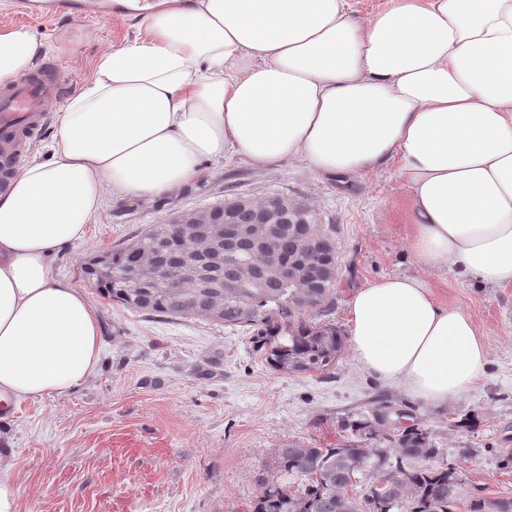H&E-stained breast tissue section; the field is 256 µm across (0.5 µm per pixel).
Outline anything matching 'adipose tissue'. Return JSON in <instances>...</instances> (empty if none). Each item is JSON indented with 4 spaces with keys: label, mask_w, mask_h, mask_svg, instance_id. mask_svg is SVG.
I'll return each mask as SVG.
<instances>
[{
    "label": "adipose tissue",
    "mask_w": 512,
    "mask_h": 512,
    "mask_svg": "<svg viewBox=\"0 0 512 512\" xmlns=\"http://www.w3.org/2000/svg\"><path fill=\"white\" fill-rule=\"evenodd\" d=\"M144 37L97 54L41 161L0 180V405L70 394L94 371L101 327L53 260L82 242L105 194L158 198L229 156L290 159L339 177L396 164L416 263L512 284V0H148ZM0 28V86L48 48ZM358 368L445 404L486 363L482 332L419 276L348 301Z\"/></svg>",
    "instance_id": "ef3b65f1"
}]
</instances>
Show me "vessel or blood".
<instances>
[{
    "label": "vessel or blood",
    "instance_id": "vessel-or-blood-1",
    "mask_svg": "<svg viewBox=\"0 0 512 512\" xmlns=\"http://www.w3.org/2000/svg\"><path fill=\"white\" fill-rule=\"evenodd\" d=\"M14 11L23 18L85 13L107 20L112 0H14ZM71 88L61 64L52 59L0 89V175L10 174L24 142L43 126V102L64 99Z\"/></svg>",
    "mask_w": 512,
    "mask_h": 512
}]
</instances>
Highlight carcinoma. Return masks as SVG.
Returning <instances> with one entry per match:
<instances>
[{"mask_svg":"<svg viewBox=\"0 0 512 512\" xmlns=\"http://www.w3.org/2000/svg\"><path fill=\"white\" fill-rule=\"evenodd\" d=\"M261 207L266 224L256 222L255 204L245 197L230 195L209 207L208 223L194 228L208 247L198 258L176 244L158 251V243L175 237L179 215L93 257L84 273L103 297L128 308L247 328L254 350L278 372L330 370L345 351L344 336L330 320L335 225L317 223L307 206L280 195ZM198 265L208 267L214 287H197ZM177 276L181 288L171 287ZM346 426L357 440L336 448L282 443L276 467L301 483L296 488L277 480L263 483L251 512H455L463 478L451 464H431L438 449L428 428H392L380 407ZM369 466L384 475L385 490L359 499L349 487ZM468 512H512V497L473 496Z\"/></svg>","mask_w":512,"mask_h":512,"instance_id":"obj_1","label":"carcinoma"}]
</instances>
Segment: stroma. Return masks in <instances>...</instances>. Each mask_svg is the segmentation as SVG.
Segmentation results:
<instances>
[{
  "instance_id": "stroma-1",
  "label": "stroma",
  "mask_w": 512,
  "mask_h": 512,
  "mask_svg": "<svg viewBox=\"0 0 512 512\" xmlns=\"http://www.w3.org/2000/svg\"><path fill=\"white\" fill-rule=\"evenodd\" d=\"M143 15L81 17L99 40L59 60L75 85L99 51L132 40ZM235 193L304 201L336 227V308L388 275L422 273L441 304L467 313L488 343L479 380L436 406L383 385L344 353L330 375L283 374L257 354L248 331L199 319L156 317L104 298L84 275L93 256L126 245L173 213ZM408 190L395 166L341 180L300 160L258 169L239 156L204 163L176 194L107 196L84 242L54 262L83 289L101 323L91 376L69 395L0 412V468L16 481L21 512H249L262 482L278 475L275 452L298 439L319 448L352 440L342 423L390 401L400 427H427L444 461L458 465L464 497H512V285L489 288L455 271H420L409 250Z\"/></svg>"
}]
</instances>
